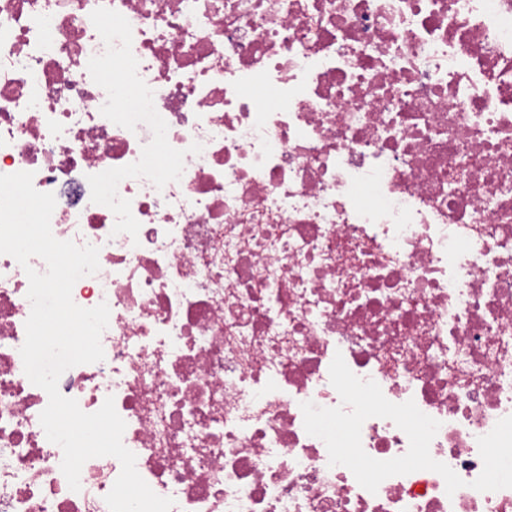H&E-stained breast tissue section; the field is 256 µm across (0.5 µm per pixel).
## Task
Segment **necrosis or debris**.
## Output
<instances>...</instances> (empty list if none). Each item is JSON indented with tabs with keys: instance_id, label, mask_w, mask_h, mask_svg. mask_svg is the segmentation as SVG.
Returning <instances> with one entry per match:
<instances>
[{
	"instance_id": "4bbe7bcc",
	"label": "necrosis or debris",
	"mask_w": 512,
	"mask_h": 512,
	"mask_svg": "<svg viewBox=\"0 0 512 512\" xmlns=\"http://www.w3.org/2000/svg\"><path fill=\"white\" fill-rule=\"evenodd\" d=\"M53 193L55 238L99 249L106 398L171 512H512L477 439L512 415V0H0V174ZM0 254V512H109L79 490L24 372L26 268ZM440 428L369 492L306 433L335 354ZM365 452L407 435L367 419Z\"/></svg>"
}]
</instances>
